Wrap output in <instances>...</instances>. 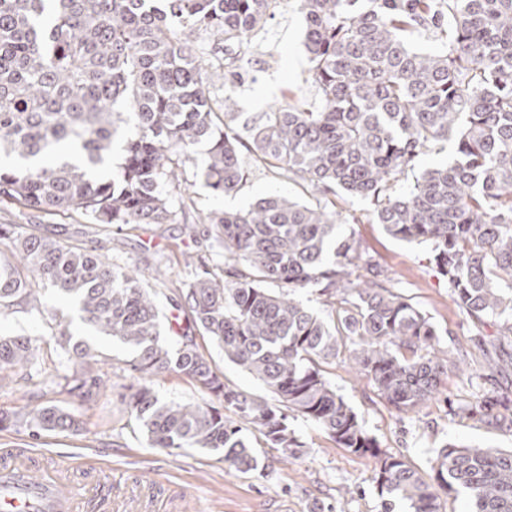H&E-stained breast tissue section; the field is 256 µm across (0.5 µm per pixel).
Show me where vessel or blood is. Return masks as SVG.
I'll return each mask as SVG.
<instances>
[{
    "label": "vessel or blood",
    "instance_id": "obj_1",
    "mask_svg": "<svg viewBox=\"0 0 512 512\" xmlns=\"http://www.w3.org/2000/svg\"><path fill=\"white\" fill-rule=\"evenodd\" d=\"M30 448L0 450V512H87L100 504L104 512H138L139 493L113 502L112 488L103 483L98 467L85 463L86 479L72 482L65 465L44 466Z\"/></svg>",
    "mask_w": 512,
    "mask_h": 512
}]
</instances>
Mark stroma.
Masks as SVG:
<instances>
[{"label": "stroma", "mask_w": 512, "mask_h": 512, "mask_svg": "<svg viewBox=\"0 0 512 512\" xmlns=\"http://www.w3.org/2000/svg\"><path fill=\"white\" fill-rule=\"evenodd\" d=\"M304 30L305 21L295 0H282L274 18L252 33L242 55V79L233 89L238 126L252 125L263 112L287 102L292 91L307 105H318L309 79ZM175 165L183 173L192 202L175 203L170 223L119 228L92 223L77 212H34L16 203L0 205V224H16L24 232L62 230L67 239L77 238L101 248L117 264L140 268L143 281L158 293L161 323L167 328L162 338L175 343L170 329L178 312L170 300V288L156 281L155 271L160 268L184 276L189 257L209 253L202 216L245 209L269 194L298 200L308 197L301 185L272 168L248 165L244 186L227 196L208 185L199 161L180 157ZM336 206L342 213L343 232L355 233L361 243L357 274H366L368 262H378L396 292L427 315L441 347L451 359L462 362L465 372L449 374L440 400L407 413L382 399L368 379L355 376L346 356L325 364L326 377L381 449L403 457L426 480L435 476L433 462L443 445L512 448V430L490 429L449 410L450 404H472L495 389L512 396V366L498 373L487 368L495 325H474L449 296L448 284L436 272L429 248L387 235L381 225L372 222L369 202L340 199ZM32 286L35 304L0 317V334L38 339L43 371L34 375L29 366L16 367L10 379L0 383V409L4 410L21 409L30 396L41 394L68 404V396L60 393L54 380L73 368L75 360L52 338L50 326L59 318L69 322L73 336L87 333L73 308L61 303L48 284L36 280ZM196 342L223 372L226 382L244 392L267 396L265 386L225 359L208 337L197 336ZM95 343L110 383L96 403L74 407L82 421L80 430L46 432L34 438L24 429L5 428L0 430V448H40L49 458L75 463L89 457L100 459L109 463L115 474L130 473L145 483L162 482L165 498L173 499L179 512H321L327 504L335 505L336 512H381L373 459L337 447L322 429L300 416L290 417L289 422L306 444L303 455L287 459L276 449H261L264 469L255 475L226 474L223 457L204 449L150 447L126 406L125 398L134 383L125 369L127 353L103 336L96 337Z\"/></svg>", "instance_id": "35a3bbf8"}]
</instances>
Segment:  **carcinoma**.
Wrapping results in <instances>:
<instances>
[{
	"instance_id": "carcinoma-1",
	"label": "carcinoma",
	"mask_w": 512,
	"mask_h": 512,
	"mask_svg": "<svg viewBox=\"0 0 512 512\" xmlns=\"http://www.w3.org/2000/svg\"><path fill=\"white\" fill-rule=\"evenodd\" d=\"M319 105L293 100L263 113L241 135L236 102L224 95L215 121L214 80L242 78L236 56L209 62L206 35L243 42L281 0H0V202L37 212L75 211L98 224H167L183 198L172 157L200 161L210 187L226 195L246 179L241 149L299 183L311 199L269 195L240 211L207 216L210 248L224 251L222 275L209 259L170 279L188 313L177 345L160 341L156 292L98 248L0 224L13 262L0 261V316L26 301L31 280L49 283L92 329L131 353L138 380L127 405L152 448L224 453L227 473L259 467L251 435L298 458L304 442L288 423L299 414L340 448L375 460V481L412 512H440L437 488L462 490L470 512H512V449L447 444L428 483L401 457L380 449L321 364L349 351L357 373L403 412L432 400L448 379V355L418 308L354 275L360 242L336 224V198H362L394 239L426 244L448 292L512 342V0H298ZM433 31L440 48L415 49L407 34ZM452 140L456 158L401 177L431 147ZM121 162L112 166L114 154ZM278 291H273V287ZM317 287L327 312L295 294ZM341 300H336V295ZM209 336L224 357L260 380L273 401L224 382L199 351ZM53 338L79 367L61 391L90 404L103 381L94 342L57 323ZM37 340L0 336V382L32 364ZM190 378L210 402L167 403L159 374ZM506 395L462 408L474 422L512 429ZM38 437L74 432L80 422L53 401L0 410V428Z\"/></svg>"
}]
</instances>
